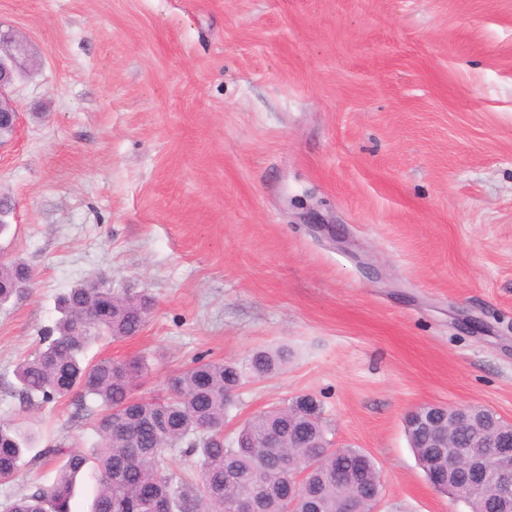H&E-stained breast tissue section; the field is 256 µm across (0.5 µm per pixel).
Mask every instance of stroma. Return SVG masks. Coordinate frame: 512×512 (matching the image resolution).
I'll return each instance as SVG.
<instances>
[{"label":"stroma","instance_id":"obj_1","mask_svg":"<svg viewBox=\"0 0 512 512\" xmlns=\"http://www.w3.org/2000/svg\"><path fill=\"white\" fill-rule=\"evenodd\" d=\"M32 57L0 145V420L37 457L0 502L97 440L98 403L20 399L13 371L58 297L102 275L147 292L136 336L163 395L196 355L247 366L224 429L302 395L380 474L376 512H469L429 483L404 418L478 405L512 420V0H0ZM34 275L29 266L19 260L0 261V306L23 299ZM287 362V351L282 350L274 354L267 351H259L252 355L250 369L255 375L264 376L277 372Z\"/></svg>","mask_w":512,"mask_h":512}]
</instances>
